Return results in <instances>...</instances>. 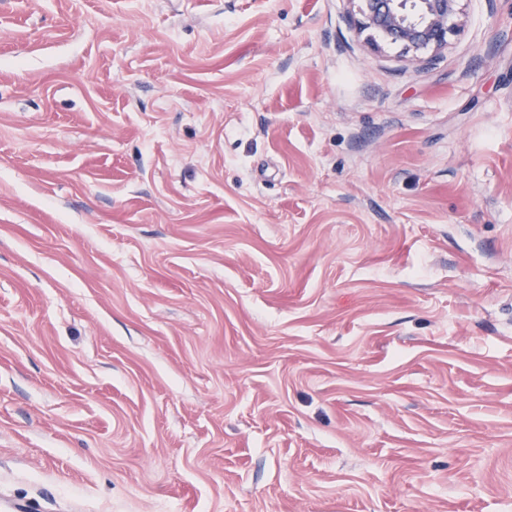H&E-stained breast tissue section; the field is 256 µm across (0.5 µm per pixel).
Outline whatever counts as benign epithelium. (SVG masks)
<instances>
[{
	"label": "benign epithelium",
	"mask_w": 512,
	"mask_h": 512,
	"mask_svg": "<svg viewBox=\"0 0 512 512\" xmlns=\"http://www.w3.org/2000/svg\"><path fill=\"white\" fill-rule=\"evenodd\" d=\"M365 22L406 52L418 54L448 47L458 0H360Z\"/></svg>",
	"instance_id": "1"
}]
</instances>
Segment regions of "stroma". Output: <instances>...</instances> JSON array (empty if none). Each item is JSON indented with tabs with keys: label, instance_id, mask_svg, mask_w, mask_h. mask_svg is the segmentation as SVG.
Listing matches in <instances>:
<instances>
[{
	"label": "stroma",
	"instance_id": "stroma-1",
	"mask_svg": "<svg viewBox=\"0 0 512 512\" xmlns=\"http://www.w3.org/2000/svg\"><path fill=\"white\" fill-rule=\"evenodd\" d=\"M0 0V512H512V0ZM362 2L365 29H373L403 49L418 53L448 46L458 0H357Z\"/></svg>",
	"mask_w": 512,
	"mask_h": 512
}]
</instances>
